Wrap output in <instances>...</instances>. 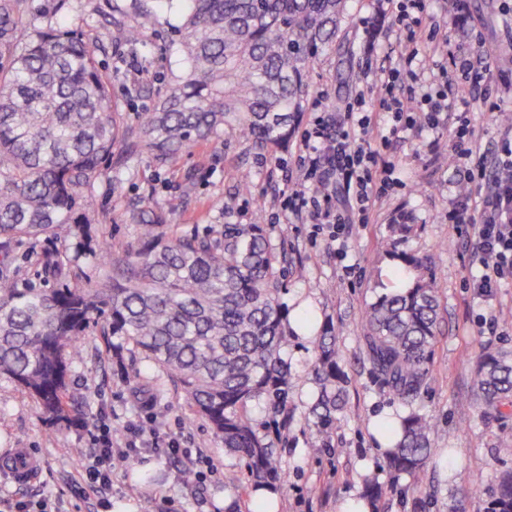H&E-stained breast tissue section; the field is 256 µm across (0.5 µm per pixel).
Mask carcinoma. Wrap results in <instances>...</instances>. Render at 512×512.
Wrapping results in <instances>:
<instances>
[{
  "label": "carcinoma",
  "instance_id": "carcinoma-1",
  "mask_svg": "<svg viewBox=\"0 0 512 512\" xmlns=\"http://www.w3.org/2000/svg\"><path fill=\"white\" fill-rule=\"evenodd\" d=\"M177 8L186 69L127 133L125 151L165 163L225 127L273 156L286 148L311 91L310 73L339 32L346 0H165ZM121 120L93 47L75 30L41 25L27 0H0V256L21 238L60 244L43 262L53 288H20L0 273V375L43 413L70 419L69 372L82 340L99 329L112 355L142 354L176 379L195 415L238 459L246 488L288 481L268 432L251 415L263 401L276 429L293 418L294 376L283 354L294 335L282 301L284 274L262 224H226L224 240L170 236L141 225L137 245L97 241L88 217L96 184L112 168ZM409 278L365 307L362 354L372 380L406 408L381 425L396 487L431 459L430 420L417 408L431 379L439 299L431 256L388 252ZM93 265L95 286L81 263ZM309 414L328 441L347 401L345 372L328 321L316 336ZM475 398L482 417L512 404V351L479 354ZM384 488L370 474L359 496L377 512ZM486 512H512V470Z\"/></svg>",
  "mask_w": 512,
  "mask_h": 512
}]
</instances>
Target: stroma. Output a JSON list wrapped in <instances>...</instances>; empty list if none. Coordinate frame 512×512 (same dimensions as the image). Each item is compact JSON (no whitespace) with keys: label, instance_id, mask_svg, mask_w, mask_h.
<instances>
[{"label":"stroma","instance_id":"35a3bbf8","mask_svg":"<svg viewBox=\"0 0 512 512\" xmlns=\"http://www.w3.org/2000/svg\"><path fill=\"white\" fill-rule=\"evenodd\" d=\"M30 5L32 13L54 26L78 28L94 47L123 130L136 128L140 114L156 105L183 69L176 18L164 0H30ZM376 5V0H348L335 48L322 54L311 71V102L341 123L367 74L404 68L409 55L414 61L408 66L416 74L412 86L423 93L437 78L424 59L428 44H460L467 55H489L491 72L473 86L449 70L448 95L459 99L487 160H494L506 128L498 115L512 111V98L498 94L504 84H512V0H465L461 6L456 0H426L421 26L412 40L400 44L389 42L386 29L393 21L380 19ZM145 11L153 23L142 24ZM135 25L154 48L144 79L137 76L145 67L142 57L119 36L120 27ZM367 140L389 161L393 188L377 202L371 223L351 226L340 250L313 235L307 216L273 219L280 200L301 187L294 148L272 160L228 127L170 163L156 164L143 155L121 157L119 178L97 184L89 210L92 227L98 238L127 246L136 244L141 222L159 213L180 235L220 238L228 224L269 225L270 246L288 272L283 301L290 316L305 313L318 326L333 322L349 377L345 413L328 448H321L308 417L315 392L314 345L291 339L284 358L295 377L294 416L275 438L280 465L288 473L278 495L279 512H337L343 500L359 497L365 474L388 479L376 417L385 409L400 412L402 406L373 382L358 334L376 272L389 264V226L399 214L408 215L414 229L401 247L433 256L441 305L432 381L419 401L434 425L432 464L418 478H402L382 498L380 512H448L454 496L462 498L465 512H485L499 474L512 469V413L500 422H482L472 386L482 348L512 350V284L497 289L489 301L468 286L472 243L465 229L448 221L449 203L465 180L463 169L447 158V127L408 130L385 144L372 134ZM41 249L26 239L14 243L9 271L20 286H47L34 261ZM132 363L148 387L145 393L134 392L106 337L97 331L86 336L69 379L75 401L90 402L91 408L68 423L49 419L34 398L0 377V498L60 499L66 512H97V496L82 495L79 483L93 436L106 426L113 438H122L129 423L150 414L156 418L160 451L134 459L133 470L113 469L109 512H251L253 497L243 489L238 462L189 410L177 384L143 356H133ZM172 440L180 452L168 451ZM19 448L39 464L24 481L6 465L10 452ZM185 448L200 466L211 467L210 476L188 477L189 464L181 455Z\"/></svg>","mask_w":512,"mask_h":512}]
</instances>
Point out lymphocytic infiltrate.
Wrapping results in <instances>:
<instances>
[{
  "label": "lymphocytic infiltrate",
  "mask_w": 512,
  "mask_h": 512,
  "mask_svg": "<svg viewBox=\"0 0 512 512\" xmlns=\"http://www.w3.org/2000/svg\"><path fill=\"white\" fill-rule=\"evenodd\" d=\"M376 97L380 111L386 116L389 133L395 134L416 126L437 128L443 113L452 112L456 121L448 128L450 157L465 167V179L471 183L484 181L486 171L482 141L471 128L467 113L457 111V103L448 92L435 88L417 97L405 96L398 69H390L382 79L378 95L369 88L355 93L354 102L340 126H333L326 113H313L300 136L296 163L304 182L313 184L314 192L299 190L280 203L282 213L308 211L316 228L329 232L331 241L348 234L351 225L370 223L376 201L386 193L390 182L387 164L381 163L377 151L365 146L362 136L374 125V116L365 108L369 97ZM497 175L488 195L458 196L448 208V221L464 225L474 247L471 261L480 268L471 286L476 295L492 299L497 288L512 283V131L501 136L496 161ZM341 177L348 213L332 204L327 188L331 178ZM136 440L114 446L111 435L96 439L87 452L89 463L84 469L83 483L94 493L111 487L113 456L127 458L140 454Z\"/></svg>",
  "instance_id": "lymphocytic-infiltrate-1"
}]
</instances>
